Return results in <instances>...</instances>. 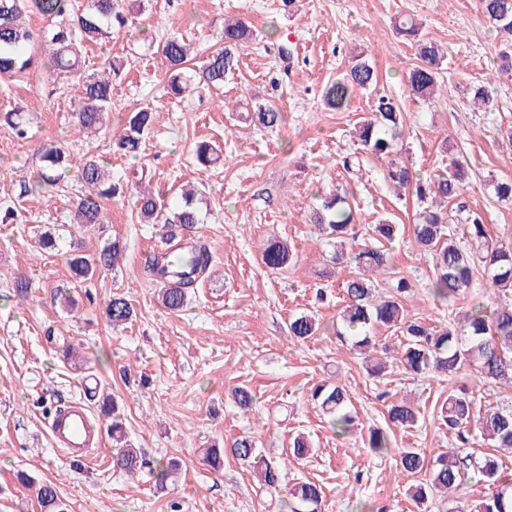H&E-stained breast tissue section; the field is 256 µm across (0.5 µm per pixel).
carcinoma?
Segmentation results:
<instances>
[{
	"instance_id": "1",
	"label": "carcinoma",
	"mask_w": 512,
	"mask_h": 512,
	"mask_svg": "<svg viewBox=\"0 0 512 512\" xmlns=\"http://www.w3.org/2000/svg\"><path fill=\"white\" fill-rule=\"evenodd\" d=\"M117 7V0H91V4L83 9L76 0H0V75L21 74L34 62L29 52L33 34L22 21L25 12L35 11L59 19L57 26L42 35L50 60L49 75H77L73 97L76 103L74 127L87 135L98 133L106 127L112 111V63H107L100 73L90 77L80 75L79 71L85 44L107 37L114 24L123 23ZM479 9L486 23L503 37L512 39V0H479ZM397 31L405 40L414 42L418 50L419 63L406 76L410 95L429 100L439 90V69L444 55L436 43L421 37L413 21L399 22ZM251 37L252 30L244 21L225 20L224 48L213 53L198 70L186 67L190 52L186 42L176 36L167 38L161 45V54L167 64V94L181 98L192 85L222 86L224 77L238 65L235 47ZM375 81L372 63L360 55L355 56L345 79L325 87L323 104L333 112H342L355 90L367 89ZM250 119L273 129L281 124L283 113L276 106L260 105ZM153 120L154 110L148 107L126 113L122 118V130L114 141L116 151L131 159L137 158ZM0 122L17 138L27 137V120L20 113L5 112L0 115ZM403 136V113L399 105L391 97L377 96L369 115L359 122L356 137L366 152L387 159L386 177L395 189L409 188L417 200L425 204L417 214L416 224L412 225V233L416 245L431 256L432 297L442 304H452L481 278L502 300L492 307L478 304L465 313L463 322H450L439 328L407 318L401 298L411 288L409 281L397 279L391 286V294L384 297L376 292L375 285L376 276L387 270L385 243L392 240L395 225L376 224L370 241L351 252L343 249V243L356 236L355 213L348 202L350 192L345 189L323 197L320 207L313 213V224L320 235L327 242L336 244L332 260L339 264L346 261L356 268V274L343 287L345 330L336 332V336L366 354L376 350L374 328H395L404 337L399 362L410 373L452 378L468 365L483 379L511 385L512 300L505 296L512 291V244L493 241L482 216L466 209L461 202L463 165L456 158H451L448 169L424 180L404 161L393 157ZM216 153L217 148L208 141H199L194 147V159L205 169L215 163ZM39 155L41 169L35 187L52 188L61 184L67 174L74 173L81 186L75 202L77 223H104L102 200L115 199L122 192L121 186L112 182L107 166L88 154L73 163L69 161V154L55 143L43 145ZM33 188L26 181L20 182L19 196L29 195ZM196 194L194 187H185L182 201L172 204L164 194L145 187L139 190L137 198L143 222L164 224L167 228L165 246L146 259L144 272L160 284L158 298L165 309L174 313L186 306L191 291L208 275L213 259L206 241L187 237L199 223L194 207ZM450 200L458 203V212L463 214L465 240L462 242L456 240L448 222V212L444 209ZM121 252L120 241L115 238L104 243L92 258L70 254L67 264L75 281H85L99 269L116 266ZM292 259L293 254L284 242H269L262 250L261 261L271 271L286 268ZM104 313L112 326L120 327L132 320L134 307L124 296L114 295L106 303ZM319 329L313 314L289 318V335L299 342L316 335ZM232 396L240 410H253L254 398L248 388L237 387ZM311 400L335 431L345 434L354 427L356 417L349 409L350 399L343 385L318 384L311 393ZM117 412L115 405L104 410V415L112 416L110 432L117 446L112 454V468L127 474L145 469L153 476L157 487H166L181 469L180 462L176 459L150 461L142 449L127 444ZM419 418L420 412L405 398L394 399L388 406L387 422L391 428L412 427ZM440 418L448 433L456 438L458 449L440 453L430 463L413 448H405L395 456L396 467L404 476L425 475V481L407 488L416 508L422 512L436 491L457 494L465 484L468 471L474 469L485 483V494L475 512H512V490L500 483L496 458L487 455L476 460L462 451L475 432L491 441L495 448H512V405L489 409L478 415L474 399L461 389L448 393L441 405ZM367 447L376 456L391 454V433L379 427L370 428ZM226 452L252 468L267 489L276 491L281 487V475L287 463L260 454L253 437L239 436L225 449L205 448L202 460L218 471L224 465ZM289 454L297 463L309 458L312 448L308 439L300 434L295 436ZM35 495L40 512H66V504L54 482L36 485ZM292 496L307 507V512H319L323 498L319 485L310 481L298 483Z\"/></svg>"
}]
</instances>
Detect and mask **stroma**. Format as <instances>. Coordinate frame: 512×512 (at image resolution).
<instances>
[{"instance_id": "obj_1", "label": "stroma", "mask_w": 512, "mask_h": 512, "mask_svg": "<svg viewBox=\"0 0 512 512\" xmlns=\"http://www.w3.org/2000/svg\"><path fill=\"white\" fill-rule=\"evenodd\" d=\"M124 27L105 42L90 44L84 70L96 72L112 59V101L105 134L87 139L73 128L69 77L49 79L47 61L36 56L22 76H0V113L22 109L29 137L14 138L0 125V512H40L35 493L17 472L34 482L53 481L68 512H289L290 492L301 481L318 483L325 512H412L410 484L392 457L372 455L368 430L385 424L393 397H407L421 418L412 428L393 429L395 448H413L426 458L453 447L438 411L449 391L464 385L479 409L512 405V387L473 377L416 376L390 362L381 377L370 376L350 344L339 342L341 285L349 264L331 260L309 222L323 195L342 188L352 193L355 230L367 236L373 225L399 227L390 268L407 278V316L433 325L453 321L479 302L483 286L468 290L453 307L439 309L428 293L431 259L409 231L420 207L411 193L396 194L385 177L387 162L360 149L356 121L371 110L375 91L391 95L404 115L398 157L422 177L446 169L450 158L464 165L465 198L482 214L492 239L512 242V201L496 197L493 184L512 179V75L497 73L498 57L511 51L485 22L477 0H119ZM239 17L254 30L238 49L240 63L223 87L191 91L174 101L163 90L164 65L156 45L178 36L193 48L190 68L221 48L224 20ZM412 18L425 38L441 46L440 91L433 99L409 98L401 80L417 62L414 46L395 31L398 18ZM290 42L282 60L277 41ZM363 55L378 72L377 90L354 93L347 109L332 112L322 102L326 85L342 79L352 57ZM487 86L488 108L474 107L478 86ZM272 102L284 114L270 130L251 123L250 110ZM149 106L154 123L137 160L115 151L127 110ZM217 147L220 164L205 170L192 158L196 141ZM55 142L74 156L98 154L123 194L102 203L104 223L82 228L74 220L75 181L18 198L20 181L34 180L36 150ZM352 169H344V160ZM178 198L182 184L198 186L201 222L214 261L192 291L188 307L168 313L158 286L143 272L159 248L162 227L141 223L136 184ZM59 235L60 249L35 246L40 233ZM117 238L125 253L117 267L97 271L71 291L73 309L54 302L57 286L69 282L65 254L70 248L93 255ZM288 243V267L269 271L261 263L263 244ZM31 283L28 296H15V278ZM325 299H318V291ZM130 300L133 320L115 328L103 312L112 295ZM315 314L316 336L293 341L288 321ZM70 343L83 354L81 365L63 358ZM338 382L348 389L358 430L341 437L310 398L314 385ZM249 388L251 412L236 408L231 392ZM114 395L118 415L133 447L149 458H178L182 470L166 492L146 475L112 467V438L103 436L80 469H73L48 436L56 409L84 403L99 418L98 400ZM305 433L313 454L289 463L282 487H262L244 465L225 458L222 471L200 461L202 449L251 435L262 455L285 458L292 435Z\"/></svg>"}]
</instances>
